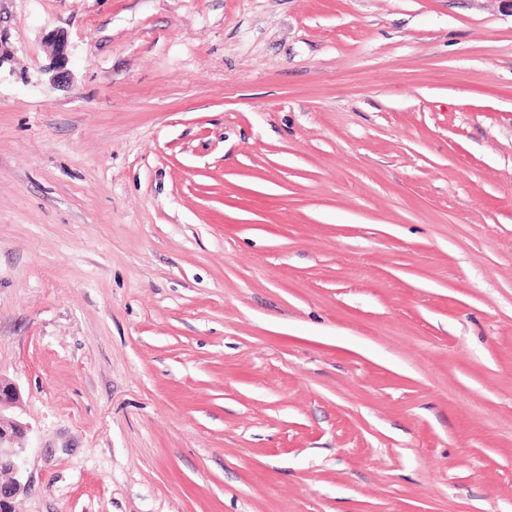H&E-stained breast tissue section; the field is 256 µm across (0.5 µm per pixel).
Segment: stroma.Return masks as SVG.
I'll list each match as a JSON object with an SVG mask.
<instances>
[{"instance_id":"stroma-1","label":"stroma","mask_w":512,"mask_h":512,"mask_svg":"<svg viewBox=\"0 0 512 512\" xmlns=\"http://www.w3.org/2000/svg\"><path fill=\"white\" fill-rule=\"evenodd\" d=\"M0 378L14 512H512V0H0ZM19 401V388L13 383L0 380V468L15 476L22 473V453L25 449L16 446V441L25 436L28 426L5 415L4 411L14 407Z\"/></svg>"}]
</instances>
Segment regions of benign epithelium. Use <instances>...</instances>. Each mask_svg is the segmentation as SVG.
Wrapping results in <instances>:
<instances>
[{"label": "benign epithelium", "mask_w": 512, "mask_h": 512, "mask_svg": "<svg viewBox=\"0 0 512 512\" xmlns=\"http://www.w3.org/2000/svg\"><path fill=\"white\" fill-rule=\"evenodd\" d=\"M49 40L52 43L58 75L64 78L68 76V43L56 34L50 35ZM19 401V388L13 383L0 381V468L15 475L13 481L0 483V508L5 512L22 487L17 475L22 473L24 447L16 445V441L25 436L28 426L4 414V411L15 406Z\"/></svg>", "instance_id": "1"}]
</instances>
